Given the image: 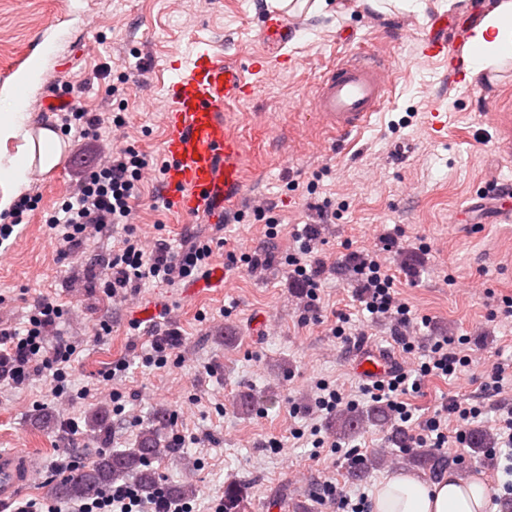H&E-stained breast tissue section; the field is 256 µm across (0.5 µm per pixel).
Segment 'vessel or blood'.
Returning a JSON list of instances; mask_svg holds the SVG:
<instances>
[{
  "mask_svg": "<svg viewBox=\"0 0 512 512\" xmlns=\"http://www.w3.org/2000/svg\"><path fill=\"white\" fill-rule=\"evenodd\" d=\"M260 32L272 49L293 41L296 30L287 14H264ZM465 32L452 21L433 15L421 40L424 58L448 63V86L466 88V73L459 55L449 53V42H462ZM393 74L384 62L355 55L328 68L314 83L311 105L318 126L334 133L337 142L361 132L384 107ZM247 91L240 69L208 45L198 46L187 72L168 87L164 150L172 160L168 179L178 192L180 209L188 215L229 204L243 189V146L224 118L229 102ZM363 378L391 374L388 353L361 347L354 362ZM32 468L21 450L0 452V512H5L30 479Z\"/></svg>",
  "mask_w": 512,
  "mask_h": 512,
  "instance_id": "obj_1",
  "label": "vessel or blood"
}]
</instances>
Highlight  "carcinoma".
I'll return each instance as SVG.
<instances>
[{
  "label": "carcinoma",
  "mask_w": 512,
  "mask_h": 512,
  "mask_svg": "<svg viewBox=\"0 0 512 512\" xmlns=\"http://www.w3.org/2000/svg\"><path fill=\"white\" fill-rule=\"evenodd\" d=\"M387 411L381 406H370L362 411H346L336 416L334 427L339 435L356 432L366 424H383ZM166 410L154 413L151 426L139 434L132 448L104 450L99 452L89 466L71 471L61 481L51 486L52 492L66 499H87L100 493L104 488L130 478L136 480L142 494L154 495L159 487V477L151 462L154 459L172 456L175 449L165 447L160 440V432L168 425ZM410 462L430 470L440 468L444 460L426 448L415 450ZM242 497L240 486L229 484L224 487V512H232Z\"/></svg>",
  "instance_id": "cac0c4a2"
}]
</instances>
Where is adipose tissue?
Returning <instances> with one entry per match:
<instances>
[{"label": "adipose tissue", "mask_w": 512, "mask_h": 512, "mask_svg": "<svg viewBox=\"0 0 512 512\" xmlns=\"http://www.w3.org/2000/svg\"><path fill=\"white\" fill-rule=\"evenodd\" d=\"M512 58V0H497L475 28L466 61L471 76ZM47 78L42 58L19 72L10 93L0 96V222L7 221L34 174L48 175L60 163L64 143L53 128L33 130L27 113L31 88ZM15 150H8V143ZM372 512H486L489 492L480 480L447 474L430 482L410 473L389 475L377 486Z\"/></svg>", "instance_id": "ef3b65f1"}]
</instances>
